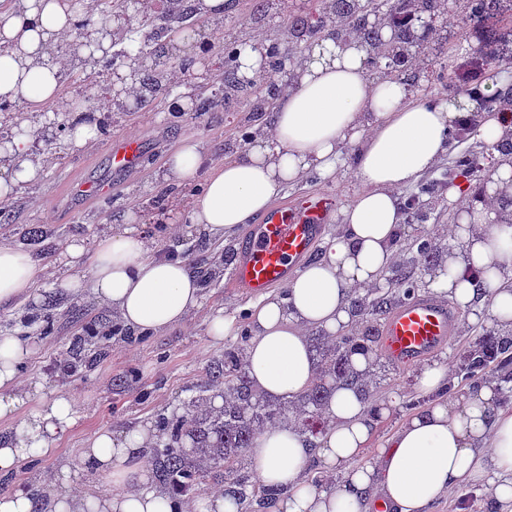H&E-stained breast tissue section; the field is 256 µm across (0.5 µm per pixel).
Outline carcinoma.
Here are the masks:
<instances>
[{
    "instance_id": "carcinoma-1",
    "label": "carcinoma",
    "mask_w": 512,
    "mask_h": 512,
    "mask_svg": "<svg viewBox=\"0 0 512 512\" xmlns=\"http://www.w3.org/2000/svg\"><path fill=\"white\" fill-rule=\"evenodd\" d=\"M442 0H409L405 6L397 7L393 0H316L314 11L288 18V39L301 49H311L325 36L338 41L357 37L366 46L377 43V27H386L397 34L395 44L387 48L384 56L390 63L380 70L385 76L395 77L415 86L419 81L418 56L423 49L416 32L415 13L440 6ZM465 9L470 19L482 21L489 10L488 0H465ZM144 21L152 32L144 31V25L132 22L122 23L112 31V45L122 46V59L115 61L110 54L94 60H83L78 65L63 69L59 82L67 83L73 78L82 82L99 85L100 79L112 73L118 63L133 64L130 53L137 47L147 50L155 60L153 68L142 74L137 81L136 93L141 106L149 108L159 96L176 98L179 84L172 78L173 63L170 59L169 27L172 25H193L199 19L192 0H166V6L159 16L154 11L143 12ZM246 39L230 34L224 39V46H208V54L214 58V72L209 74L212 90L197 94L196 111L213 112L224 102V94L231 90L243 92L250 97V114L240 125L239 141L249 143L261 133L256 120L272 111L277 97L282 93L283 84L277 79L281 65L283 44L273 38L265 43V68L262 77L250 89L238 79V50ZM503 66L487 46H469L458 49L456 57L437 63L438 73H448V86L456 87V72L464 66L467 72L483 74L491 66ZM479 112L512 113V96H484L479 98L478 107L472 110L467 124L450 132V141L463 139L468 128H477ZM481 157L461 154L448 165L442 177L451 183L469 173ZM437 198L436 183L420 182L405 201L406 208L413 213L418 227L411 229L409 249L415 254V261L405 258L392 270V287L379 294H350L349 306L355 318L350 331L338 336L315 337L318 353V374L314 383L295 400L272 402L259 395L247 375L243 358V345H234L224 351V359L213 364L212 373L224 380L220 394L222 405L206 413L188 408L180 415L157 416V427L164 437L160 448L150 450V462L156 484L171 498L180 501L193 495L203 481H223L235 488L239 504L245 512L253 506L271 508L282 490L253 487L246 492L245 481L238 474L239 459L245 449L251 447L258 431L268 425L292 422L310 440L318 439L325 431L323 407L330 393L340 382L355 383L363 398L371 405H377L374 390L368 381L370 373L359 374L351 366V356L361 352L375 354L379 342V329L371 317L383 312L393 300H402L418 290L415 268L437 269L442 266L447 247L434 236L433 231L422 227L435 210ZM109 339L112 334L98 335L95 328H87V334L73 338L71 372L76 373L92 368L106 355L105 348L88 347V341L95 337ZM494 371L503 379L512 380V330L492 327L475 340L457 357L445 392L449 393L455 384L467 382L476 384L486 372Z\"/></svg>"
}]
</instances>
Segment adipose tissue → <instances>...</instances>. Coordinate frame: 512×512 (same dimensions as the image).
<instances>
[{"instance_id":"1","label":"adipose tissue","mask_w":512,"mask_h":512,"mask_svg":"<svg viewBox=\"0 0 512 512\" xmlns=\"http://www.w3.org/2000/svg\"><path fill=\"white\" fill-rule=\"evenodd\" d=\"M75 19L66 0H16L0 7V99L28 98L36 104L59 96V68L44 62L50 44L71 34ZM365 48L331 39L313 46L290 67L288 87L270 114L271 133L243 157L213 167L190 204L193 223L225 242L257 214L267 211L284 187L316 170L335 172L345 146H356L355 174L363 190L340 213L341 231L327 239L322 257L300 269L282 297H265L252 314L253 337L244 367L254 387L270 399L304 393L315 376L306 332L338 334L352 322L347 295L375 285L393 264L403 216L399 193L432 170L449 149V133L473 108V101H415L407 84L370 79ZM27 123L0 143V202L38 182L41 164L31 152ZM200 144L183 141L168 159L164 178L191 180L204 166ZM512 182V165H501L486 190L464 180L448 190L463 215L462 250L445 262L436 288L462 309L488 306L512 328V225L496 220L498 197ZM71 273L67 292L90 293L112 307L123 323L141 333H157L183 322L200 301L201 283L191 265L155 258L135 226L104 237L94 251L82 239L62 249ZM479 270L484 289L462 281L463 266ZM38 267L32 255L0 240V306L34 299ZM33 354L23 336L0 335V419L17 418L20 407L38 397L37 408L0 441V474L24 459L53 448L58 434L75 422L71 396L43 384L25 386L20 368ZM501 383L491 377L457 396L442 397L409 418L378 449L373 463L355 460L367 446L375 419L361 395L340 385L324 405L329 419L317 445L294 425L263 431L250 450L260 484L281 488L273 512H366L381 496L392 512H431L434 502L460 484L484 482L494 512H512V412L498 405ZM151 435L136 428L123 439L110 430L93 434L75 463L107 486L84 497L69 485L48 502L16 490L0 494V512H237L231 492L203 496L190 505L147 490L148 466L142 456ZM325 474L342 471L340 481L322 490L305 476L310 461Z\"/></svg>"}]
</instances>
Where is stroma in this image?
Instances as JSON below:
<instances>
[{
    "instance_id": "stroma-1",
    "label": "stroma",
    "mask_w": 512,
    "mask_h": 512,
    "mask_svg": "<svg viewBox=\"0 0 512 512\" xmlns=\"http://www.w3.org/2000/svg\"><path fill=\"white\" fill-rule=\"evenodd\" d=\"M310 6V0H280L276 14L258 33L251 23L249 0H238L236 9L226 13L223 22L202 20L196 27V38L215 46L223 44L225 35L231 32L266 39L280 33L282 17L306 12ZM442 19L419 59L422 78L412 94L422 101H436L449 94L445 84L435 77L436 58L477 43L485 34L486 26L474 25L467 18L463 0H448ZM248 109V99L240 97L230 100L217 112L202 116L185 113L175 125L160 110L112 114L111 126L100 133L97 146L89 151L71 149L62 136L35 139L34 154L52 149L56 159L45 169L40 182L12 199L13 220L0 223V239L23 243L25 250L35 255L41 265L53 267L70 238H82L87 249L92 250L102 237L118 229L120 219L130 218L144 231L153 254L162 255L172 249L191 263H199L205 249L215 246L211 236L190 221V202L201 189V181L181 186L179 201L151 215L144 211L141 200L147 195H164L167 190L161 180L164 163L184 140L199 142L209 162L223 160L224 145L237 138ZM115 136L143 141L145 164L138 173L113 179L112 195L108 199L84 200L78 187L106 173V146ZM354 152V147H346L345 162L334 174L307 177L288 186L279 195V202H300L309 194L320 192L334 197L337 208H344L363 188L353 169ZM25 229L36 230L34 241L21 242L20 233ZM225 280L222 272L211 280L203 290L199 307L184 323L163 333L113 336L105 360L91 370L72 376L59 370V360L67 357L73 338L82 335L86 325L97 319H114L112 310L89 296L67 294L59 278L42 276L37 281L39 300H19L0 311V333L27 336L35 344L33 356L21 369L23 379L44 382L70 394L76 401L74 426L60 436L51 453L23 460L12 473L0 475V493L32 485L41 495H48L58 482L61 464L76 457L96 430L107 428L120 436L138 426L155 429L158 413L169 415L180 411L184 403L208 386L209 367L223 358L227 348L237 344L243 330L249 329V311L254 305L252 298L227 294ZM220 312L233 318L234 325L230 334L217 342L209 334V324ZM46 314L53 317V331L47 337L41 334L36 321L37 316ZM491 324L488 308L478 309L474 318L466 319L464 327L453 331L446 348L434 354V362H453ZM420 371L417 365L409 369L394 366L375 385L378 398L389 401L391 408L378 422L359 458L360 463L372 462L377 449L411 416L407 403L421 394L417 385Z\"/></svg>"
}]
</instances>
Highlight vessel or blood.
<instances>
[{"instance_id":"b4317fda","label":"vessel or blood","mask_w":512,"mask_h":512,"mask_svg":"<svg viewBox=\"0 0 512 512\" xmlns=\"http://www.w3.org/2000/svg\"><path fill=\"white\" fill-rule=\"evenodd\" d=\"M144 153L140 140L118 138L107 148L109 173L85 182L82 196L106 197L112 178L138 169ZM334 210V201L318 195L301 206L280 204L257 223L245 226L240 238V259L225 286L231 293L258 297L270 288L287 285L298 263L311 259ZM462 314L433 295H418L397 304L381 325L382 350L394 365L409 367L445 348Z\"/></svg>"}]
</instances>
